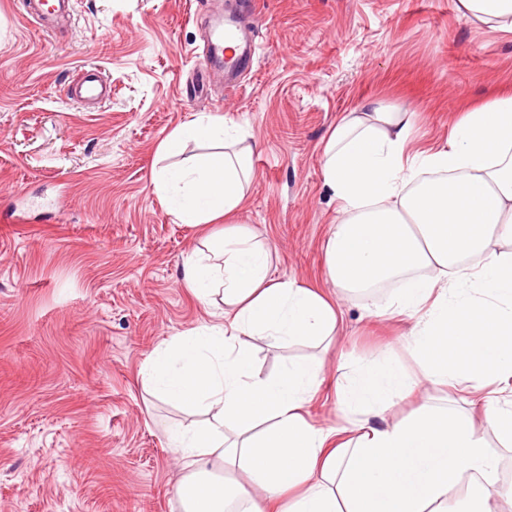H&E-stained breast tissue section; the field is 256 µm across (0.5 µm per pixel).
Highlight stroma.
<instances>
[{"label": "stroma", "instance_id": "35a3bbf8", "mask_svg": "<svg viewBox=\"0 0 512 512\" xmlns=\"http://www.w3.org/2000/svg\"><path fill=\"white\" fill-rule=\"evenodd\" d=\"M236 0H72L43 30L0 0V512H181L169 444L184 409L140 370L164 341L213 323L181 279L218 224L175 220L158 191L159 144L192 116L235 123L256 176L230 224L270 254L271 273L336 297L329 349L252 342L274 375L324 359L313 404L342 426L353 370L420 367L414 321L377 317L398 286L337 293L324 243L337 203L321 172L337 119L374 98L415 110L414 149L439 142L465 106L512 90V32L473 22L458 0H249L258 46L236 82L201 60L216 14ZM110 99L66 95L85 68Z\"/></svg>", "mask_w": 512, "mask_h": 512}]
</instances>
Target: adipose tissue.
Instances as JSON below:
<instances>
[{
  "label": "adipose tissue",
  "instance_id": "1",
  "mask_svg": "<svg viewBox=\"0 0 512 512\" xmlns=\"http://www.w3.org/2000/svg\"><path fill=\"white\" fill-rule=\"evenodd\" d=\"M477 23L512 31V0H459ZM411 110L364 101L337 122L322 150V177L340 204L325 242L327 274L341 291L404 279L387 313L414 317L407 347L440 392L459 376L473 386L460 407L427 402L386 421L409 374L396 363L361 368L342 391L346 426L325 429L309 408L321 381L313 360L274 376L254 371L245 338L269 346L319 345L339 333L335 303L270 274L268 251L241 228L225 229L188 256L182 279L201 302L224 304V322L156 348L141 373L151 392L200 410L171 439L184 475L181 512H505L489 486L512 447V408L486 387L512 378V93L461 112L444 143L410 152ZM218 142L188 169L162 168L169 210L183 224L241 211L255 175L254 149L206 114L174 129L161 156L186 141Z\"/></svg>",
  "mask_w": 512,
  "mask_h": 512
}]
</instances>
